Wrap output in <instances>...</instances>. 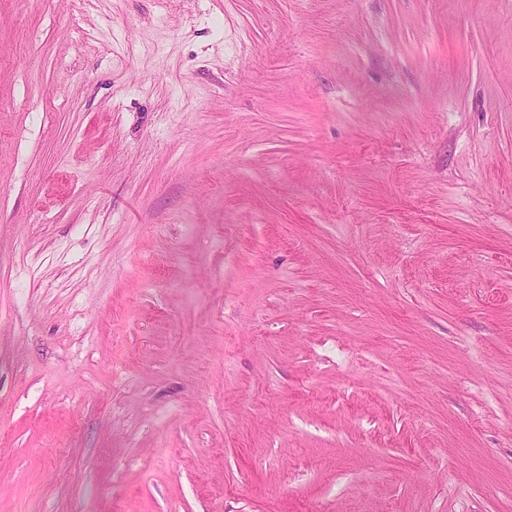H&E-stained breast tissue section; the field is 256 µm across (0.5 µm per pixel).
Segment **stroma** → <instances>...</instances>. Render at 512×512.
Returning a JSON list of instances; mask_svg holds the SVG:
<instances>
[{
    "instance_id": "1",
    "label": "stroma",
    "mask_w": 512,
    "mask_h": 512,
    "mask_svg": "<svg viewBox=\"0 0 512 512\" xmlns=\"http://www.w3.org/2000/svg\"><path fill=\"white\" fill-rule=\"evenodd\" d=\"M0 512H512V0H0Z\"/></svg>"
}]
</instances>
